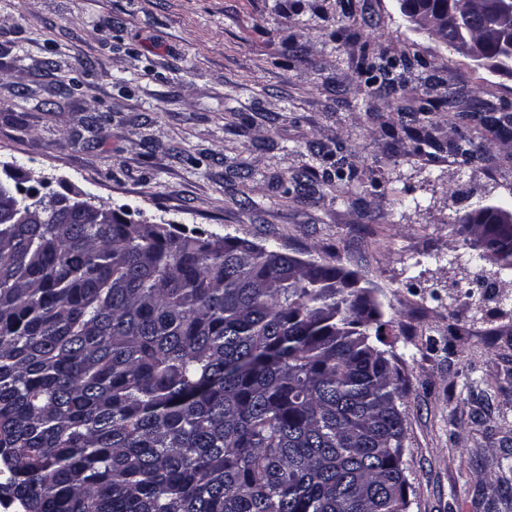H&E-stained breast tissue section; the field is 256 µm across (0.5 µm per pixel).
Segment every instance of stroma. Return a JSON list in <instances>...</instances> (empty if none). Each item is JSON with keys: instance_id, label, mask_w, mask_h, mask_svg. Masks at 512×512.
I'll use <instances>...</instances> for the list:
<instances>
[{"instance_id": "stroma-1", "label": "stroma", "mask_w": 512, "mask_h": 512, "mask_svg": "<svg viewBox=\"0 0 512 512\" xmlns=\"http://www.w3.org/2000/svg\"><path fill=\"white\" fill-rule=\"evenodd\" d=\"M448 89L512 111L400 0H0V165L352 272L405 391L406 512H512V270L453 225L512 203V135L463 163L466 125L423 109ZM479 268L492 302L464 295Z\"/></svg>"}]
</instances>
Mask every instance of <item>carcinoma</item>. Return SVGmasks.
Instances as JSON below:
<instances>
[{
    "mask_svg": "<svg viewBox=\"0 0 512 512\" xmlns=\"http://www.w3.org/2000/svg\"><path fill=\"white\" fill-rule=\"evenodd\" d=\"M454 13L449 47L497 28ZM512 70L498 38L483 46ZM453 111L442 92L427 101ZM470 120L507 132L512 113ZM472 136L455 144L480 158ZM0 201V505L11 512H406L398 372L352 274L247 240ZM455 215L512 269L502 205Z\"/></svg>",
    "mask_w": 512,
    "mask_h": 512,
    "instance_id": "cac0c4a2",
    "label": "carcinoma"
}]
</instances>
